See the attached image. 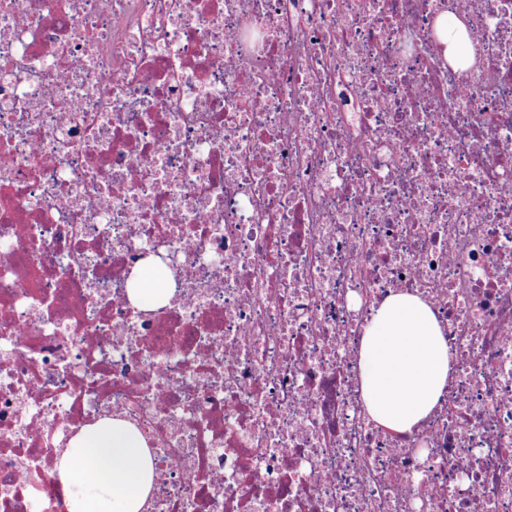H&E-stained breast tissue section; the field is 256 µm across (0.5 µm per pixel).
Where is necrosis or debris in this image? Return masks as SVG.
<instances>
[{
  "mask_svg": "<svg viewBox=\"0 0 512 512\" xmlns=\"http://www.w3.org/2000/svg\"><path fill=\"white\" fill-rule=\"evenodd\" d=\"M1 73L0 512L112 417L151 512H512V0H0ZM400 291L455 358L402 439L357 366ZM143 278L144 282L139 278L138 273L137 275L132 278L126 285V294L130 295V293L134 292L138 288H144L142 289V292L140 293L138 299L139 302L135 303L138 308L142 310H150V309H156L154 308L155 305V293L156 288H151L155 283V277L154 274L150 270H144L143 271ZM145 283L150 288H145Z\"/></svg>",
  "mask_w": 512,
  "mask_h": 512,
  "instance_id": "necrosis-or-debris-1",
  "label": "necrosis or debris"
}]
</instances>
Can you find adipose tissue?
<instances>
[{"label": "adipose tissue", "mask_w": 512, "mask_h": 512, "mask_svg": "<svg viewBox=\"0 0 512 512\" xmlns=\"http://www.w3.org/2000/svg\"><path fill=\"white\" fill-rule=\"evenodd\" d=\"M452 355L428 300L399 292L364 329L359 385L370 423L413 433L437 409ZM55 470L69 512H148L158 474L136 425L106 418L84 425L59 449Z\"/></svg>", "instance_id": "adipose-tissue-1"}]
</instances>
